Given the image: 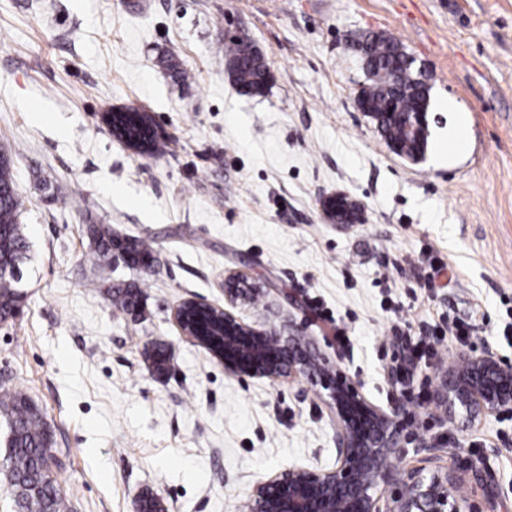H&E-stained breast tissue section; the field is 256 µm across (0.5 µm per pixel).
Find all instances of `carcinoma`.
I'll list each match as a JSON object with an SVG mask.
<instances>
[{
	"instance_id": "obj_1",
	"label": "carcinoma",
	"mask_w": 512,
	"mask_h": 512,
	"mask_svg": "<svg viewBox=\"0 0 512 512\" xmlns=\"http://www.w3.org/2000/svg\"><path fill=\"white\" fill-rule=\"evenodd\" d=\"M366 70L365 95L372 103V120L388 144L404 138V127L398 116L389 112V101L396 97L407 112H426L429 107L428 83L422 81L412 66L406 64L408 54L401 42L384 33L369 32L362 39ZM224 58L230 81L243 96H259L271 85L270 65L261 52L251 53L235 36L224 38ZM149 144L148 153L160 154L168 148L163 138L148 129L138 132ZM26 199L19 193L13 175L10 155L0 149V317H11L18 308L20 295L16 288L20 279L13 270L21 269L26 259L27 244L17 216L25 208ZM96 254L112 257V252L132 253L144 261L153 258L150 244L129 242L112 232L111 225L93 231ZM142 291L134 283L108 291L109 304L115 309L132 313L139 307ZM145 359L152 370L167 373L166 349L156 344L146 350ZM13 422L14 433L6 449V479L11 492H16L14 480L26 487L21 499L13 500L17 512H67L61 485L54 475L51 433L36 405L23 392L0 389V417Z\"/></svg>"
}]
</instances>
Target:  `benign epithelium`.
Returning a JSON list of instances; mask_svg holds the SVG:
<instances>
[{"mask_svg": "<svg viewBox=\"0 0 512 512\" xmlns=\"http://www.w3.org/2000/svg\"><path fill=\"white\" fill-rule=\"evenodd\" d=\"M147 112H108L104 122L114 137L144 155L146 146L128 133L141 126ZM428 113L407 121L405 132L413 139L427 133ZM348 194L336 191L320 203L332 223L359 224L364 208H345ZM246 290L243 276L224 278V296L236 300ZM181 335L201 345L234 377H303L319 385L331 400L336 417V468H287L258 482L248 503L249 512H380L376 493H393V512H464L455 498L456 478L446 473L425 480L419 471H401L390 458L407 435L402 429L405 406L388 407L368 401L358 385L343 371L330 367L304 334L284 340L265 329L240 322L228 310L200 299L182 301L174 312ZM431 399L444 409V421L462 414L476 420L499 412H512V366L492 352L463 353L457 363L438 372Z\"/></svg>", "mask_w": 512, "mask_h": 512, "instance_id": "1", "label": "benign epithelium"}]
</instances>
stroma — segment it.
Returning a JSON list of instances; mask_svg holds the SVG:
<instances>
[{"label": "stroma", "instance_id": "stroma-1", "mask_svg": "<svg viewBox=\"0 0 512 512\" xmlns=\"http://www.w3.org/2000/svg\"><path fill=\"white\" fill-rule=\"evenodd\" d=\"M238 29L274 73L265 96L228 78L224 37ZM369 31L428 77L420 161L393 153L356 106L366 77L346 44ZM168 50L187 81L162 64ZM442 97L470 125L448 158L438 149L456 115ZM118 108L150 112L167 151L115 139L103 116ZM0 147L29 243L20 312L0 323V386L42 411L69 512H137L146 493L166 512H244L261 480L335 468L324 390L234 378L181 336L176 307L224 305L229 273L258 287L232 306L239 321L304 331L383 407L397 392L382 348L401 322L467 321L473 350L512 362V0H0ZM338 190L363 204V223L323 217ZM101 224L149 241L151 267L99 258ZM130 282L137 316L106 298ZM155 342L173 352L169 373L145 360ZM442 415L422 410L392 465L455 473L457 497L512 512V414Z\"/></svg>", "mask_w": 512, "mask_h": 512}]
</instances>
